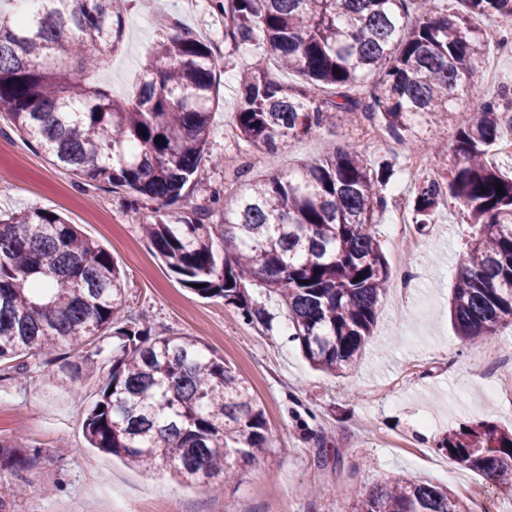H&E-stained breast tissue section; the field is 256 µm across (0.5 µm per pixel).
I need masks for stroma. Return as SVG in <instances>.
<instances>
[{"label": "stroma", "mask_w": 512, "mask_h": 512, "mask_svg": "<svg viewBox=\"0 0 512 512\" xmlns=\"http://www.w3.org/2000/svg\"><path fill=\"white\" fill-rule=\"evenodd\" d=\"M178 26L212 42L219 56L220 105L212 115L205 174L178 208L206 206L213 193L235 186L240 163L254 148L237 149L232 136L241 95L238 73L254 54H224V22L208 0L191 11L182 0H131L124 48L105 56L101 78L124 96L149 63L160 26ZM342 127L326 126L286 147L265 151L257 174H285L320 157L326 143L346 142ZM452 143L445 129L419 130L428 164L421 176L446 174ZM46 209L79 226L106 250L127 276L131 312L147 311L153 325L192 336L223 357L251 386L271 432V446L215 494L175 481L168 468L144 470L89 447L83 430L110 364L98 358L77 381L63 374L64 349L43 351L33 376L0 370V440L37 448L26 468L0 470L6 512H71L76 505L112 499L118 512H352L351 491L381 481H428L450 488L471 512H512V486L485 478L448 455L434 441L448 426L490 421L512 426V325L478 346H464L450 322L449 298L463 244L471 232L456 204L446 202L418 234L410 251L398 246L393 211L380 217L379 236L391 275L415 270L409 288L388 286L363 353L342 374L313 368L298 343L289 341L276 301L269 332L244 320L220 298L184 287L148 247L142 223L164 218L171 207L152 201L139 213L124 191L79 183L20 133L0 121V211ZM335 443L319 463L314 434Z\"/></svg>", "instance_id": "stroma-1"}]
</instances>
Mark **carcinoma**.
Returning a JSON list of instances; mask_svg holds the SVG:
<instances>
[{"label": "carcinoma", "instance_id": "cac0c4a2", "mask_svg": "<svg viewBox=\"0 0 512 512\" xmlns=\"http://www.w3.org/2000/svg\"><path fill=\"white\" fill-rule=\"evenodd\" d=\"M130 0H37L0 12V115L58 167L120 188L129 209L168 206L201 180L218 104L213 44L163 33L132 98L97 76L94 55L124 43ZM224 18V50L248 45L235 112L239 146L275 150L336 120L352 131L382 123L393 139L450 118L462 96L479 99L474 120L453 130V163L409 196L418 231L447 199L474 228L457 271L450 316L464 345L512 324V174L487 162L512 116L482 99L471 78L485 63V33L471 18L512 30V0H209ZM294 72L300 84L281 81ZM392 166L367 163L354 146L285 175L238 168L231 196L144 225L147 241L184 284L222 298L251 323L270 313L248 294L273 295L316 368L350 366L372 335L389 268L374 224L391 204ZM503 194H497L495 183ZM486 192H481V189ZM222 212L213 224L210 214ZM125 274L61 215L44 209L0 214V361L40 371L42 352L65 346L71 376L96 363L111 339L112 370L84 421L89 444L150 468L158 463L218 492L270 447L264 410L224 359L190 336L156 332L146 314L125 313ZM458 464L512 477V428L450 426L436 442ZM28 454L0 440V469ZM354 512H469L448 488L377 484L354 493Z\"/></svg>", "mask_w": 512, "mask_h": 512}]
</instances>
